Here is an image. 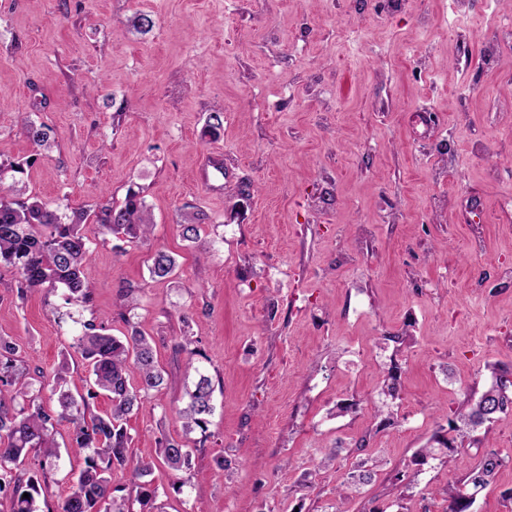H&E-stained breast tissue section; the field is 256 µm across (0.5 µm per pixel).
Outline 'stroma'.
<instances>
[{
  "instance_id": "stroma-1",
  "label": "stroma",
  "mask_w": 512,
  "mask_h": 512,
  "mask_svg": "<svg viewBox=\"0 0 512 512\" xmlns=\"http://www.w3.org/2000/svg\"><path fill=\"white\" fill-rule=\"evenodd\" d=\"M140 11L150 32L131 27ZM510 13L512 0H402L383 13L376 0H0V162L26 163L20 196L79 211L134 187L154 220L143 243L93 238L88 308L58 290L19 298L0 273V336L45 377L69 359L74 391L86 368L73 318L153 338L166 384L127 422L133 460L155 463L150 512H445L443 488L487 447L509 463L470 512H512V411L485 443L465 440L455 466L426 467L404 500L390 484L493 370L512 374L500 277L512 267V54L488 66L481 47ZM30 111L55 140L37 158L17 123ZM212 152L224 178L206 188L197 169ZM444 160L450 176L434 181ZM440 195L444 213L432 210ZM199 210L204 240L219 242L201 265L178 230ZM158 250L177 254L176 281L150 279ZM127 287L138 306L125 323ZM188 329L216 411L179 491L158 442L182 435L186 357L173 346ZM394 364L385 426L378 391ZM344 401L354 410L338 412ZM332 450L333 466L315 470ZM368 458L382 461L372 482L346 493ZM83 466L62 452L38 512H57Z\"/></svg>"
}]
</instances>
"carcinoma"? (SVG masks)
<instances>
[{
	"label": "carcinoma",
	"mask_w": 512,
	"mask_h": 512,
	"mask_svg": "<svg viewBox=\"0 0 512 512\" xmlns=\"http://www.w3.org/2000/svg\"><path fill=\"white\" fill-rule=\"evenodd\" d=\"M18 119L35 154L50 148L45 124L28 113L20 114ZM22 173L24 168L19 164L0 163V266L11 270L22 297L44 288H62L65 303L85 307L92 302L94 274L90 265L91 239L84 231V222L92 221L102 235L121 234L128 239L145 240L153 228L150 209L140 193L130 189L122 206L102 204L90 213L75 212L69 220L57 208L15 196L16 175ZM206 219L204 212L196 213L194 220L179 225V236L186 242L200 243L201 224ZM178 270L175 256L163 250L154 253L149 266L151 278L168 280L177 276ZM80 326L72 347L87 362L89 388L78 398L66 390L69 364L62 361L51 388L56 397L54 407L44 404L43 388L35 390L27 380L29 371L19 345L0 336V490L12 487L9 512H37L39 478L35 474L25 478L20 470L32 455L39 458L43 475L57 466L60 451L56 425L64 419L72 424L70 447L88 455L60 512H134L128 499L112 495V474L131 466L128 418L140 409L145 398L162 389L164 371L158 366L151 337L136 326L121 337L92 320L83 321ZM195 343L193 337L184 336L175 345L176 352L187 356V370L195 376L193 387L186 390V405L177 411L183 437L159 440L164 462L181 472L191 469L193 448L189 435L198 430L201 439H206L207 424L215 412L214 383L195 364L199 355ZM100 394L110 400V411L87 415L90 401ZM509 410L512 411V378L498 374L490 387L448 418V430L463 439ZM434 440L443 447L442 463L453 466L458 448L441 435L434 436ZM505 464L498 452H485L463 482L448 485L446 512H469L477 494ZM25 493L29 497H23Z\"/></svg>",
	"instance_id": "carcinoma-1"
}]
</instances>
